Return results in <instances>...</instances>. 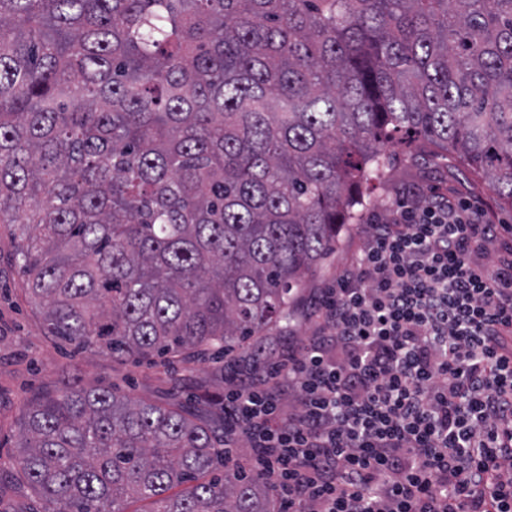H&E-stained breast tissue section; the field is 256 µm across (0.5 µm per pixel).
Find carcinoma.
<instances>
[{"label": "carcinoma", "instance_id": "carcinoma-1", "mask_svg": "<svg viewBox=\"0 0 512 512\" xmlns=\"http://www.w3.org/2000/svg\"><path fill=\"white\" fill-rule=\"evenodd\" d=\"M512 208V0H0V224L48 335L203 358L288 321L390 144ZM0 465L43 512H278L189 407L65 381Z\"/></svg>", "mask_w": 512, "mask_h": 512}]
</instances>
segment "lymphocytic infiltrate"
Instances as JSON below:
<instances>
[{
  "instance_id": "1",
  "label": "lymphocytic infiltrate",
  "mask_w": 512,
  "mask_h": 512,
  "mask_svg": "<svg viewBox=\"0 0 512 512\" xmlns=\"http://www.w3.org/2000/svg\"><path fill=\"white\" fill-rule=\"evenodd\" d=\"M307 307V335L228 382L224 461L281 512H512V226L403 203Z\"/></svg>"
}]
</instances>
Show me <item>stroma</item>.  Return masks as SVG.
<instances>
[{
  "instance_id": "35a3bbf8",
  "label": "stroma",
  "mask_w": 512,
  "mask_h": 512,
  "mask_svg": "<svg viewBox=\"0 0 512 512\" xmlns=\"http://www.w3.org/2000/svg\"><path fill=\"white\" fill-rule=\"evenodd\" d=\"M434 193L481 204L493 223L512 225V209L501 206L488 184L470 173L458 156L429 142L416 152L395 151L384 178L370 191L361 223H371L398 201ZM362 245L361 235L345 228L326 260L315 269L300 298L330 287L340 269L349 265ZM14 242L0 227V462L17 451L18 421L26 399L64 375L78 377L84 385L105 387L162 405L174 399L195 406L202 419L214 412L205 394H220L230 378L248 380L256 366L248 349L206 362L145 361L134 365L107 355L75 351L55 343L46 333L39 313L25 300Z\"/></svg>"
}]
</instances>
